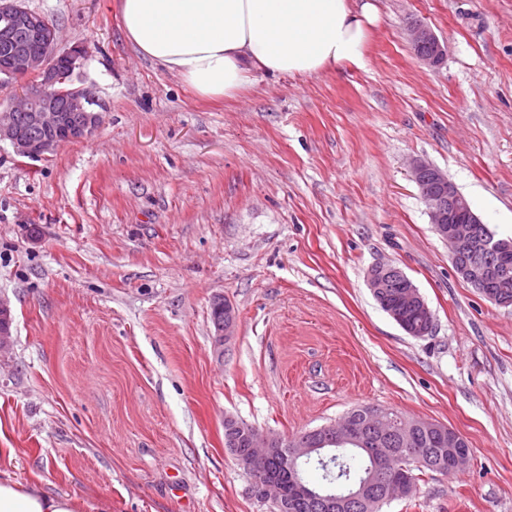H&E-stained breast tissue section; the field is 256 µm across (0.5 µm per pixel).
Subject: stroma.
<instances>
[{"instance_id":"35a3bbf8","label":"stroma","mask_w":512,"mask_h":512,"mask_svg":"<svg viewBox=\"0 0 512 512\" xmlns=\"http://www.w3.org/2000/svg\"><path fill=\"white\" fill-rule=\"evenodd\" d=\"M25 4L86 47L77 82L106 113L41 159L0 141V475L83 512H273L225 419L287 440L377 405L471 452L381 512H512V307L455 274L409 178L433 163L512 238V0H377L364 68L219 102L138 55L117 0ZM416 20L438 67L407 42ZM379 263L419 288L431 334L380 308ZM407 36L419 62L434 67L443 61L446 46L427 24L420 21L410 22L407 26ZM218 306V309H224L223 311H218L215 305ZM214 304L211 307V317L215 327L216 332L222 331V326L224 327V337L227 338L229 336H234V327L236 323V314L229 304L224 303L223 299L214 300ZM224 321V324L222 325ZM222 325V326H221Z\"/></svg>"}]
</instances>
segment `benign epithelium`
Here are the masks:
<instances>
[{"label": "benign epithelium", "instance_id": "7a95c632", "mask_svg": "<svg viewBox=\"0 0 512 512\" xmlns=\"http://www.w3.org/2000/svg\"><path fill=\"white\" fill-rule=\"evenodd\" d=\"M0 47L9 55L10 65L0 71V85L14 80L26 84L16 89L7 103H0V141L6 140L14 152L24 158L40 159L54 152L62 142L59 133L68 141H81L91 137L101 125L106 107L90 89L74 85L73 75L85 57L81 45L59 50L57 27L43 14L31 10L20 0H0ZM19 31L41 35L44 49L37 50L28 42L16 37ZM409 44L415 50L416 59L428 66L439 65L446 46L433 30L420 21L407 26ZM13 112H26L32 124L43 131L42 138L33 140L26 130L11 117ZM410 176L425 202L431 222L435 224L442 240L448 243L449 257L455 272L482 296L498 306L506 307L509 301L501 294L484 287L488 267L478 263L486 256L512 253V239L492 240L478 232V216L470 209L461 193L448 184V176L435 165L416 159L410 164ZM399 272L391 264L379 263L367 273V284L375 295L386 287V280ZM399 303L421 310L427 303L419 289L411 285L399 294ZM224 310V337L234 333L236 314L229 304L214 300ZM12 314L8 300L0 297V352L12 344ZM334 442H356L369 434L391 432L388 419L380 412L369 414L359 425L340 421L330 425ZM449 462L464 466L469 462V449L462 447L461 435L448 429ZM316 447L302 439L290 442L291 461L308 458ZM382 470L395 467L402 460L400 454L389 448L372 451Z\"/></svg>", "mask_w": 512, "mask_h": 512}]
</instances>
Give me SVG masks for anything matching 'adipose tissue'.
Masks as SVG:
<instances>
[{"label": "adipose tissue", "instance_id": "obj_1", "mask_svg": "<svg viewBox=\"0 0 512 512\" xmlns=\"http://www.w3.org/2000/svg\"><path fill=\"white\" fill-rule=\"evenodd\" d=\"M122 32L142 57L198 97L233 99L258 75L308 77L367 63L372 0H119ZM0 512H81L67 494L0 478Z\"/></svg>", "mask_w": 512, "mask_h": 512}]
</instances>
